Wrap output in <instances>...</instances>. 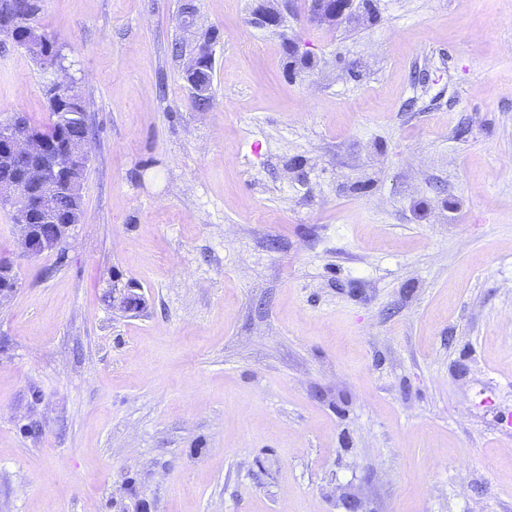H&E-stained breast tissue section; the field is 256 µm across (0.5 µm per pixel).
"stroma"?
Here are the masks:
<instances>
[{"label": "stroma", "instance_id": "obj_1", "mask_svg": "<svg viewBox=\"0 0 512 512\" xmlns=\"http://www.w3.org/2000/svg\"><path fill=\"white\" fill-rule=\"evenodd\" d=\"M256 5L200 110L179 0H44L92 155L65 259L0 207V512H512V0ZM49 79L0 41V119ZM310 20L319 26H336L356 18L354 0H309ZM250 23L256 28L276 30L285 27V17L280 7L261 3L252 12ZM136 287L127 285L124 288H114L112 291V308L122 313H136L143 307L140 294Z\"/></svg>", "mask_w": 512, "mask_h": 512}]
</instances>
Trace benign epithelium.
<instances>
[{
	"instance_id": "obj_1",
	"label": "benign epithelium",
	"mask_w": 512,
	"mask_h": 512,
	"mask_svg": "<svg viewBox=\"0 0 512 512\" xmlns=\"http://www.w3.org/2000/svg\"><path fill=\"white\" fill-rule=\"evenodd\" d=\"M310 20L319 26L332 27L356 18L355 0H309ZM181 36L178 38L183 60V74L191 96L209 99L214 74L215 48L218 36L211 29L202 28L196 0H180L177 16ZM250 23L261 29L285 27V17L278 7L265 3L252 12ZM23 48L43 61V68L56 74L49 84L61 90L72 83V77L63 62L45 51V41L36 27L27 32ZM92 140L85 138L77 144L62 142L49 147L46 140L31 134L23 123L12 116L0 121V162L5 159L33 158L35 163L24 167L16 183H0V204L12 209L14 228L23 255L36 258L44 253L64 255L71 238L70 224H60L55 236L45 239L29 224L31 215L38 214L44 221H53L59 198L68 195L81 200L83 181L79 167L89 164ZM143 307L136 287L127 285L112 291V308L122 313H136Z\"/></svg>"
}]
</instances>
